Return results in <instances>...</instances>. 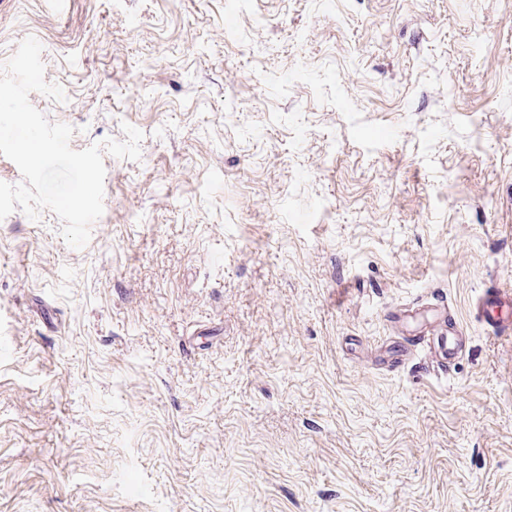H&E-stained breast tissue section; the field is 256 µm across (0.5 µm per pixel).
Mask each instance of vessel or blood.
<instances>
[{
	"label": "vessel or blood",
	"instance_id": "vessel-or-blood-1",
	"mask_svg": "<svg viewBox=\"0 0 512 512\" xmlns=\"http://www.w3.org/2000/svg\"><path fill=\"white\" fill-rule=\"evenodd\" d=\"M486 327L498 337L512 335V290L508 288L485 289L476 304ZM424 348L430 351L433 361L440 369H448L468 352L467 338L457 327H449L439 336L413 335L411 339L391 341L378 352L375 363L391 371L404 368L410 349Z\"/></svg>",
	"mask_w": 512,
	"mask_h": 512
}]
</instances>
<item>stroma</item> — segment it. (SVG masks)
Returning <instances> with one entry per match:
<instances>
[{"label": "stroma", "mask_w": 512, "mask_h": 512, "mask_svg": "<svg viewBox=\"0 0 512 512\" xmlns=\"http://www.w3.org/2000/svg\"><path fill=\"white\" fill-rule=\"evenodd\" d=\"M104 155L0 221V512H512V0H0ZM470 352L390 372L389 316ZM491 334L499 338L512 336V290L511 288H486L476 304Z\"/></svg>", "instance_id": "35a3bbf8"}]
</instances>
